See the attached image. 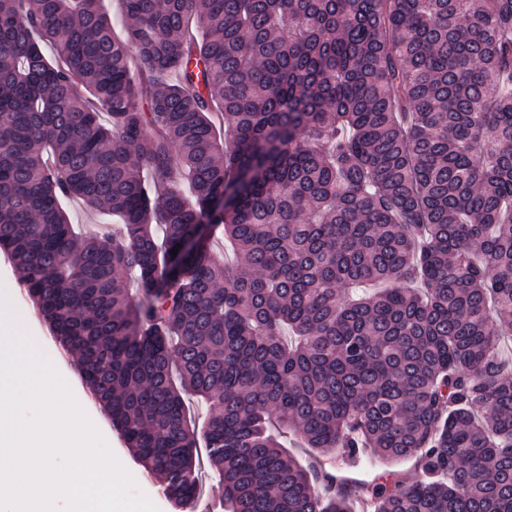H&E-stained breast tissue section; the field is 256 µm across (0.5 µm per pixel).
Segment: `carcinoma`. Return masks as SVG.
I'll return each mask as SVG.
<instances>
[{"instance_id": "obj_1", "label": "carcinoma", "mask_w": 512, "mask_h": 512, "mask_svg": "<svg viewBox=\"0 0 512 512\" xmlns=\"http://www.w3.org/2000/svg\"><path fill=\"white\" fill-rule=\"evenodd\" d=\"M101 2L0 0V255L132 460L177 508L201 441L224 512H512V0ZM69 214L74 224H81V229L87 235H97L105 230H118L117 225L101 224L100 219L88 213L77 201L69 203ZM333 457V461L329 457L324 458V460L321 458L325 468L328 471L349 476L353 479L362 481L377 479V481H382V478L384 479L388 474H395L407 483H411L416 477L413 460L380 461L364 458L359 465L352 466L339 454Z\"/></svg>"}]
</instances>
